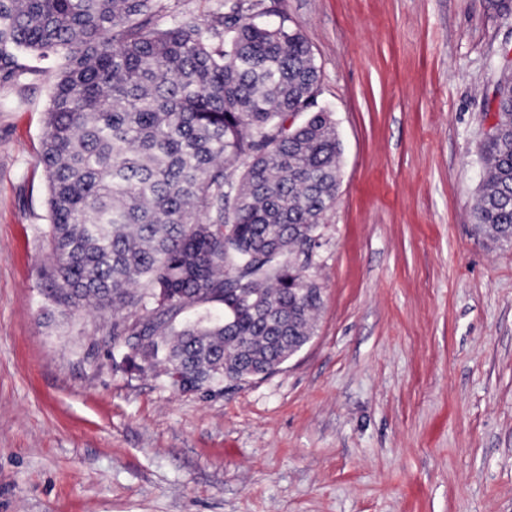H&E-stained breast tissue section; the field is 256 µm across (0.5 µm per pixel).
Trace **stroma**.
<instances>
[{"label":"stroma","mask_w":512,"mask_h":512,"mask_svg":"<svg viewBox=\"0 0 512 512\" xmlns=\"http://www.w3.org/2000/svg\"><path fill=\"white\" fill-rule=\"evenodd\" d=\"M500 0H279L342 145L310 342L205 397L45 296L50 73L0 81V512H512V243L473 208ZM224 0H156L208 26Z\"/></svg>","instance_id":"obj_1"}]
</instances>
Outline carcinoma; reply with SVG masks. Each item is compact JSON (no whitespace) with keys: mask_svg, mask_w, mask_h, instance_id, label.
Instances as JSON below:
<instances>
[{"mask_svg":"<svg viewBox=\"0 0 512 512\" xmlns=\"http://www.w3.org/2000/svg\"><path fill=\"white\" fill-rule=\"evenodd\" d=\"M155 0H0V79L62 57L41 162L47 299L112 311V336H154L131 375L207 393L275 372L315 333L311 274L341 148L314 104L306 38L264 0H228L223 30L158 28ZM476 233L512 242V72L495 89ZM242 162L236 178L228 166ZM222 308L215 317L212 309Z\"/></svg>","mask_w":512,"mask_h":512,"instance_id":"1","label":"carcinoma"}]
</instances>
